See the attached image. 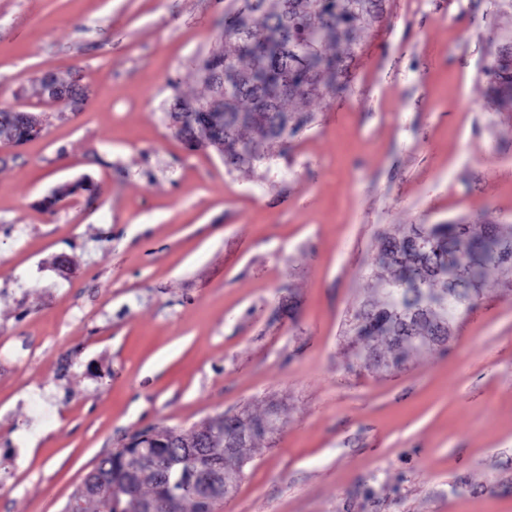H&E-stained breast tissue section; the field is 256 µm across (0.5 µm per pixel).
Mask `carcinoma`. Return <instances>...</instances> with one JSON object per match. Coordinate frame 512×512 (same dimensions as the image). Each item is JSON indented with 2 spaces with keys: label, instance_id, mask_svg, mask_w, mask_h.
<instances>
[{
  "label": "carcinoma",
  "instance_id": "1",
  "mask_svg": "<svg viewBox=\"0 0 512 512\" xmlns=\"http://www.w3.org/2000/svg\"><path fill=\"white\" fill-rule=\"evenodd\" d=\"M383 0H246L243 12L224 20V41L236 44L233 53H214L201 61V68H224V87L208 85L216 97L214 105L223 107L222 94L232 98L224 112V134L241 144L225 156L228 165H250L257 159L253 135L271 142H284L307 123L309 116L288 110L291 99L304 100L320 95L315 87L319 76L331 84L343 73L342 56L325 52L328 43L349 42L356 28L382 11ZM280 76L283 90L276 98L274 115L265 125L252 119L264 97L258 83L259 73ZM496 91L507 102L512 100V61L504 60L491 73ZM291 114L295 126L287 136L273 131L277 116ZM14 131L10 144H22L26 127L19 113L0 109V126ZM185 127L197 129L215 139L208 120L199 112L185 113ZM484 224H412L399 235L383 238L379 257L383 274L379 275L382 298H370L356 310L350 330L367 342L369 357L377 356V343L385 341L391 353L390 364L401 365L415 350L448 340L450 324L471 306L485 287L491 268L510 269L502 261L495 240L483 239ZM424 243L422 249L413 241ZM458 269L455 297L445 295L448 268ZM164 448L126 446L103 457L98 468L105 482L79 494V512H136V503L118 497L112 487L123 486L137 454H162ZM175 493L173 512H209L208 505L197 499L186 473L176 466L171 472ZM139 497L151 498L159 491L155 473L145 470L137 486Z\"/></svg>",
  "mask_w": 512,
  "mask_h": 512
}]
</instances>
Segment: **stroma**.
<instances>
[{
    "label": "stroma",
    "mask_w": 512,
    "mask_h": 512,
    "mask_svg": "<svg viewBox=\"0 0 512 512\" xmlns=\"http://www.w3.org/2000/svg\"><path fill=\"white\" fill-rule=\"evenodd\" d=\"M243 0H0V107L89 101L0 148V512H63L136 431L276 413L216 512H512V288L377 368L349 334L383 233L512 224L507 0H385L287 155L181 134ZM87 186L63 202L64 183ZM40 389L54 419L30 426ZM492 82L496 87V91L501 94L503 99L511 103L512 99V68H511V55L510 59H505L504 63L500 64L491 73ZM44 83L45 91L42 98L48 106L53 108L66 106L75 109L83 103V95H76L72 91H66L65 88L57 84L54 76L48 75Z\"/></svg>",
    "instance_id": "35a3bbf8"
}]
</instances>
